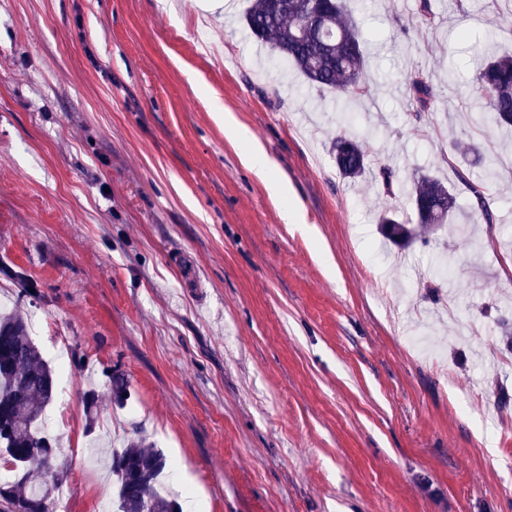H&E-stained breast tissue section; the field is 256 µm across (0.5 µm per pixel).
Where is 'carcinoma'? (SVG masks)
Returning <instances> with one entry per match:
<instances>
[{
    "label": "carcinoma",
    "instance_id": "cac0c4a2",
    "mask_svg": "<svg viewBox=\"0 0 512 512\" xmlns=\"http://www.w3.org/2000/svg\"><path fill=\"white\" fill-rule=\"evenodd\" d=\"M419 17L422 28L438 25L432 0H419ZM244 19L251 33L269 42L309 86L348 103L370 95L364 43L345 0H249ZM484 57L474 80L475 118L512 126V46L492 34ZM405 84L417 108L431 106L433 88L422 69L408 71ZM332 151L343 178L355 181L369 171L360 140L340 133ZM372 179L388 197L407 196L416 214L415 223L395 211L379 217L382 234L400 247L446 223L455 210L452 189L436 176L422 174L406 187L393 168L381 165ZM108 394L117 404L123 401L122 375H110ZM55 396L54 371L30 336L25 317L15 310L0 313V448L16 465L13 480L0 483V512H53L64 471L58 443L44 433L43 420ZM169 466L162 450L142 442L112 452L117 512H182L178 497L162 487Z\"/></svg>",
    "mask_w": 512,
    "mask_h": 512
}]
</instances>
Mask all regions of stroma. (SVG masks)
<instances>
[{
  "mask_svg": "<svg viewBox=\"0 0 512 512\" xmlns=\"http://www.w3.org/2000/svg\"><path fill=\"white\" fill-rule=\"evenodd\" d=\"M435 2L424 31L415 6L349 0L372 92L344 115L246 0H0V302L56 371L54 512H116L107 459L140 439L199 512H512V132L469 117L471 58L512 0ZM413 67L435 92L420 117ZM340 131L371 166L447 181L457 210L384 239L381 210L411 207L339 175ZM113 369L128 396L88 424Z\"/></svg>",
  "mask_w": 512,
  "mask_h": 512,
  "instance_id": "1",
  "label": "stroma"
}]
</instances>
